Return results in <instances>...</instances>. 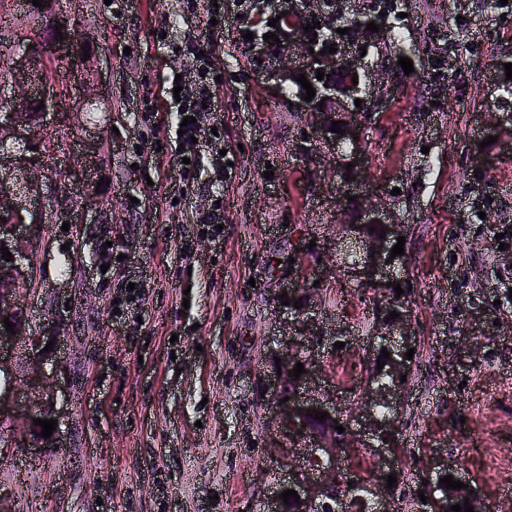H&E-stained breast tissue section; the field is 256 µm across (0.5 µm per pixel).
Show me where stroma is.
Listing matches in <instances>:
<instances>
[{
    "mask_svg": "<svg viewBox=\"0 0 512 512\" xmlns=\"http://www.w3.org/2000/svg\"><path fill=\"white\" fill-rule=\"evenodd\" d=\"M62 2L81 29L102 37L93 80L112 109L76 110L61 99L51 145L31 151L10 140L1 149L0 186L13 183L12 154L28 152L41 173L33 281L16 298L32 324L64 327L56 409L70 437L34 461L0 432V486L24 485L14 512H266L281 475L303 464L285 451L265 394L283 316L284 275L269 272L271 255L287 260L303 239L320 249V261L293 274L319 278L320 325L350 336L347 350H323L322 393L354 411L371 366L372 291L347 277L337 248L345 185L408 226L403 277L419 362L401 418L403 512H412L416 483L437 455L458 461L491 512L512 506V477L489 454L512 452V306L498 303L504 266L494 236L512 227V92L494 82L496 67L512 62V5L393 0L376 33L339 17L380 82L378 101L363 106L364 166L348 184L330 150L307 159L299 151L308 125L292 105L297 88L266 79L288 55L259 61L239 41L253 8L274 10V0H224V31L213 43L229 162L218 245L197 222L211 190L189 180L177 196L164 102L156 95L150 112L142 102L183 39L171 17L189 14L201 31L202 9L189 0ZM402 56L413 73H400ZM64 203L81 223L64 226ZM104 235L121 260H101ZM138 273L149 294L141 320L114 318V292ZM352 362L360 371L350 382L338 367Z\"/></svg>",
    "mask_w": 512,
    "mask_h": 512,
    "instance_id": "stroma-1",
    "label": "stroma"
}]
</instances>
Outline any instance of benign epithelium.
<instances>
[{"instance_id": "1", "label": "benign epithelium", "mask_w": 512, "mask_h": 512, "mask_svg": "<svg viewBox=\"0 0 512 512\" xmlns=\"http://www.w3.org/2000/svg\"><path fill=\"white\" fill-rule=\"evenodd\" d=\"M48 6L53 12V21L59 22V29L68 31L72 28V17L61 7L57 0H49ZM299 51L302 64L295 70L288 71L283 79L288 81L295 74L311 66L324 72L341 74V78L326 83L317 89L310 102H301L302 110L309 112L314 136L311 145L305 148L310 153L312 148L323 144L337 146L341 143L355 144L359 137L363 113L354 111V100L357 98L359 86L353 84V74L359 72L356 53L348 49L340 55L325 56L314 61L315 55L310 53L309 46L301 42H288ZM54 55L67 62L74 61V66L81 67L84 53L96 54L99 46L95 35L77 30L64 40L52 45ZM10 73L15 79L22 80L30 86L27 93L17 99V104L8 110L0 111V139L3 133L15 134L23 130L31 140L41 139L48 128L46 116L50 106L56 102L57 90L46 80V57L39 51L23 48L10 59ZM24 102L44 104L36 114V121L27 117L28 109ZM340 122L343 135L332 136L329 130L332 122ZM0 214L9 217V222L0 223V247L5 246L13 255L9 266L18 270L23 278L29 277V267L20 262V256L28 250V240L23 236V228L28 223L30 210L16 192H0ZM379 226L385 235L370 232L368 228ZM406 225L396 222L390 215L379 210H363L358 219L351 223L349 237L358 248L360 259L349 267L350 276L355 280L373 287L372 310H388L392 308L387 298V282L391 280L388 273L395 268L399 260L391 258V249L397 244V238L405 235ZM377 286H372V283ZM314 319L310 312L302 314L301 329L283 334L282 347L285 354L281 357V374L274 375L272 392L277 401L278 413L275 424L281 436L288 440V451L298 449L300 442L308 441L305 449L306 466L295 471H288V480L282 487H293L300 490L306 500L313 502L322 498L326 479L317 478L324 474L325 463H334L347 449L359 444L373 453L375 469L380 475H390L398 465L397 450L392 442H383L391 438L398 430V411L403 406V384L400 375L408 373L411 361L406 359L408 349L415 347L416 337L411 330V319L408 310L400 311V316L388 323L377 324L374 335L379 346L389 348L391 359L385 362L382 370L384 382L368 390L362 396L355 414L344 418L336 405L315 396L295 395L283 401L281 392L288 387V354L286 350L299 346L306 353L302 374V388H307L317 375L319 347L317 344L301 343V337L312 334ZM16 334L8 332L0 335V395L15 389L19 375L25 376V387L35 399V408L24 418L11 420L0 406V425L13 423L33 424L36 418H44L50 412V418H57L55 409L50 407L54 402L57 385L48 381L44 368L50 363H59L57 348L44 351L47 341L57 340L61 336L62 327L57 323L45 324L39 328L29 326L27 316L23 315L14 322ZM316 410L328 413L332 420L345 423L343 438L321 439L308 427L307 411ZM370 494L376 499L378 512H391V496L383 481L372 479L366 484Z\"/></svg>"}]
</instances>
